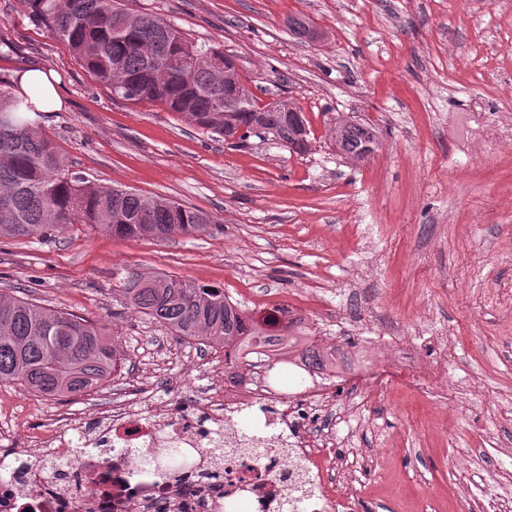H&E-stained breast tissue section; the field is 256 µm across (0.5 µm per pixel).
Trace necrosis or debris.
I'll return each mask as SVG.
<instances>
[{
	"instance_id": "4bbe7bcc",
	"label": "necrosis or debris",
	"mask_w": 512,
	"mask_h": 512,
	"mask_svg": "<svg viewBox=\"0 0 512 512\" xmlns=\"http://www.w3.org/2000/svg\"><path fill=\"white\" fill-rule=\"evenodd\" d=\"M335 370L308 375L303 402L255 368L240 385L208 390L196 417L170 397L113 402L95 421L59 415L28 444L0 432V512H359L333 499L335 473L358 483L377 454L328 455L335 438L310 423L334 398ZM300 462L286 472L283 452Z\"/></svg>"
}]
</instances>
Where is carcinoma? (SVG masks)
<instances>
[{
    "label": "carcinoma",
    "instance_id": "carcinoma-1",
    "mask_svg": "<svg viewBox=\"0 0 512 512\" xmlns=\"http://www.w3.org/2000/svg\"><path fill=\"white\" fill-rule=\"evenodd\" d=\"M36 21L52 28L74 58L110 92L131 104L158 101L191 125L224 137V130H256L285 144L299 120L282 109L257 111L249 86L232 112L224 111V52L190 41L174 24L130 12L121 0H30ZM33 106L0 79V238L47 237L65 224H95L126 238L199 232L213 223L171 199L100 187L70 169L66 156L31 119ZM375 138L361 124L336 129V146L361 159ZM126 303L183 340L224 348V364L246 363L256 348L288 340L292 359L309 371L327 364L314 336L285 337L274 313L246 322L224 289L176 276L119 279ZM117 350L93 320L29 299L0 296V382H15L45 397L101 389L118 369Z\"/></svg>",
    "mask_w": 512,
    "mask_h": 512
}]
</instances>
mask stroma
Listing matches in <instances>:
<instances>
[{"instance_id":"obj_1","label":"stroma","mask_w":512,"mask_h":512,"mask_svg":"<svg viewBox=\"0 0 512 512\" xmlns=\"http://www.w3.org/2000/svg\"><path fill=\"white\" fill-rule=\"evenodd\" d=\"M234 56L261 100L301 110L310 149L273 137L228 145L156 101L115 99L36 22L0 0V76L59 73L63 106L41 126L73 171L103 187L205 212L207 230L160 241L71 224L51 239L0 240V293L96 321L123 374L77 398L0 383V424L26 441L68 410L94 415L145 386L194 413L224 378L223 349L187 343L126 308L118 277L174 275L223 288L248 315L297 295L305 331L350 350L400 339L411 353L358 366L379 389L350 423L328 408L315 433L337 454H383L360 512H479L512 498V0H123ZM307 18L316 41L288 28ZM371 127L362 159L336 128Z\"/></svg>"}]
</instances>
